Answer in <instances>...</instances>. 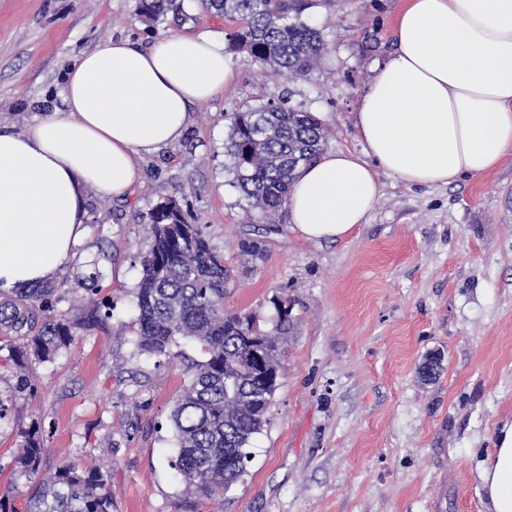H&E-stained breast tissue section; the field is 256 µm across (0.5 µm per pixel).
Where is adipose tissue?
Segmentation results:
<instances>
[{"mask_svg":"<svg viewBox=\"0 0 512 512\" xmlns=\"http://www.w3.org/2000/svg\"><path fill=\"white\" fill-rule=\"evenodd\" d=\"M395 51L357 114L362 152L299 168L292 228L336 241L365 223L378 171L407 185H449L512 157V0H406ZM223 40L168 34L142 50L104 39L67 76L66 112L0 129V289L51 280L88 234L86 187L130 195L144 156L180 141L190 108L233 83ZM478 474L489 512H512V425Z\"/></svg>","mask_w":512,"mask_h":512,"instance_id":"adipose-tissue-1","label":"adipose tissue"}]
</instances>
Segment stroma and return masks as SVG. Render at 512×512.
Wrapping results in <instances>:
<instances>
[{"instance_id": "35a3bbf8", "label": "stroma", "mask_w": 512, "mask_h": 512, "mask_svg": "<svg viewBox=\"0 0 512 512\" xmlns=\"http://www.w3.org/2000/svg\"><path fill=\"white\" fill-rule=\"evenodd\" d=\"M401 0H318L309 12L326 51L301 79L228 54L223 94L191 106L181 141L144 157L127 200L86 188L88 238L57 274L81 317L98 273L112 316L54 359L30 360L34 398L0 421V493L36 427L43 466L97 464L112 477V512H487L477 464L512 422V158L482 177L406 186L379 172L382 194L348 237L309 241L288 212L248 223L224 171L228 117L270 99L312 112L329 151L361 152L356 114L376 67L394 50ZM237 24L194 8L142 21L136 0H0V126L23 131L61 112L74 59L100 39L152 46L169 32L229 38ZM175 199L223 254L226 310L272 321L288 296L293 329L269 423L246 475L223 499L189 498L168 461L169 415L184 366L134 351V291L148 212ZM262 241L251 262L245 245ZM440 357L432 376L423 368Z\"/></svg>"}]
</instances>
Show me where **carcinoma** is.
I'll use <instances>...</instances> for the list:
<instances>
[{"instance_id":"carcinoma-1","label":"carcinoma","mask_w":512,"mask_h":512,"mask_svg":"<svg viewBox=\"0 0 512 512\" xmlns=\"http://www.w3.org/2000/svg\"><path fill=\"white\" fill-rule=\"evenodd\" d=\"M200 6L240 22L228 51L276 73L305 77L324 51L320 29L304 20L316 0H200ZM145 21L156 24L168 13H185L184 0H138ZM326 144V132L313 113L286 108L273 100L248 106L229 117L224 142V171L238 190L251 219L274 223L286 206L297 169L313 161ZM150 242L142 257L137 300L135 352L167 359L183 356L193 343L205 355L191 360L187 384L170 414L175 454L169 465L181 477L185 493L222 497L247 472L252 444L268 424L279 384H268L244 363L245 336L264 340L280 363L281 347L291 329L290 300L274 299L272 328L261 327L253 313L229 312L224 297L232 282L224 256L173 199L149 212ZM63 301L49 283L0 297V351L13 363V396H34L27 372L30 359L51 360L69 348L79 332L99 323L104 302L89 299L85 316L55 315ZM21 339L18 345L15 340ZM11 474L28 483L26 497L0 495V512H112L110 472L100 466L66 464L42 470L45 448L37 432L23 431Z\"/></svg>"}]
</instances>
